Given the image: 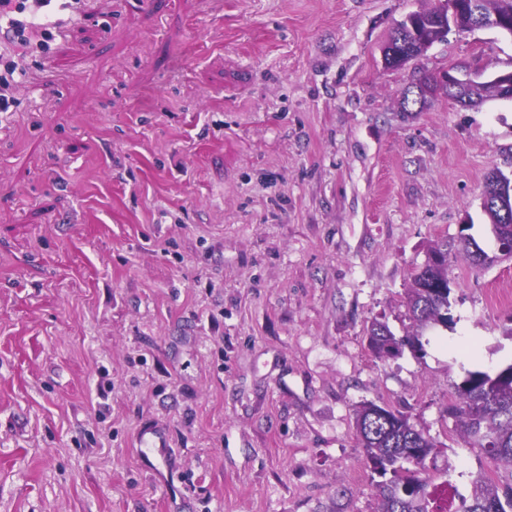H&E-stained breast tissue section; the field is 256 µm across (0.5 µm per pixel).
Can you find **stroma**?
I'll return each mask as SVG.
<instances>
[{
    "label": "stroma",
    "instance_id": "stroma-1",
    "mask_svg": "<svg viewBox=\"0 0 512 512\" xmlns=\"http://www.w3.org/2000/svg\"><path fill=\"white\" fill-rule=\"evenodd\" d=\"M436 0H78L19 57L0 112V512H376L365 403L494 462L444 414L512 363V259L450 261L451 324L378 359L373 321L434 245H492L512 101L402 109L422 75L512 71V36L449 34L399 68ZM155 425L166 445L140 444Z\"/></svg>",
    "mask_w": 512,
    "mask_h": 512
}]
</instances>
